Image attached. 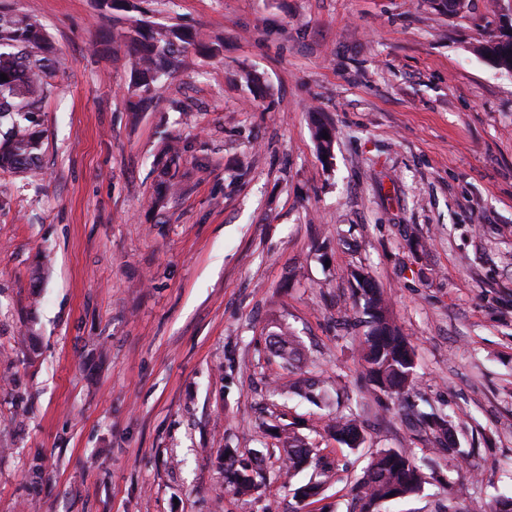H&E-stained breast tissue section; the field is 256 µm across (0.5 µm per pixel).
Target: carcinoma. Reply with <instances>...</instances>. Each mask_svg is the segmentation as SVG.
Listing matches in <instances>:
<instances>
[{"instance_id": "obj_1", "label": "carcinoma", "mask_w": 512, "mask_h": 512, "mask_svg": "<svg viewBox=\"0 0 512 512\" xmlns=\"http://www.w3.org/2000/svg\"><path fill=\"white\" fill-rule=\"evenodd\" d=\"M112 39L126 49L128 59V106L141 112L155 97L157 84L174 75L184 65V53L193 48L203 54L217 56L222 44L210 41L204 33L179 24H155L139 19L127 28L113 33ZM482 53L497 67L512 73V33L491 38L481 46ZM58 61L43 26L13 10L0 6V171L17 176L38 173L42 130L39 112L43 101L55 86ZM254 98L260 99L265 86L260 74L242 73ZM328 138H323V135ZM314 139L319 155H331L335 135L332 128L317 123ZM182 160L177 141H167L156 160L158 182L167 189L178 185ZM356 292L363 301L355 312V323L364 328L361 336L360 361L362 380L378 398L398 401L413 416L415 430L430 432L438 441L439 452L464 454L452 438L448 415L439 411L424 412L410 401L416 375V354L407 337L393 325L383 292L361 271L351 273ZM278 356L288 363L300 361V352L289 329L283 325L273 333ZM329 428L336 442L352 450L364 443L365 437L352 413H336ZM280 456L288 469L314 465L316 478L296 489L301 499L316 503L325 499L329 470L321 464V449L303 437L290 432L282 441ZM227 486L245 496L257 486V472L243 456L231 452L224 456ZM427 484V474L408 448H381L370 458L364 475L352 488L349 512H381L383 505L395 499L417 496Z\"/></svg>"}]
</instances>
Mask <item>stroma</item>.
I'll return each instance as SVG.
<instances>
[{"mask_svg": "<svg viewBox=\"0 0 512 512\" xmlns=\"http://www.w3.org/2000/svg\"><path fill=\"white\" fill-rule=\"evenodd\" d=\"M61 70L41 108V170L0 172V512H346L381 448L435 458L386 512H468L512 491V74L480 51L500 0H143L150 20L220 39L132 113L124 13L98 0H6ZM260 73L254 99L239 73ZM333 127L319 156L315 121ZM181 190L154 206L165 138ZM412 343L421 410L466 456L412 439L405 409L361 395L352 270ZM294 333L301 361L266 344ZM319 377L364 423L289 392ZM324 449V504L295 495L279 436ZM263 461L224 485L223 452ZM40 456L42 474L29 463ZM329 428L333 432L336 442L352 450L359 448L365 441V437L353 413L343 414L336 412V417L331 419Z\"/></svg>", "mask_w": 512, "mask_h": 512, "instance_id": "stroma-1", "label": "stroma"}]
</instances>
